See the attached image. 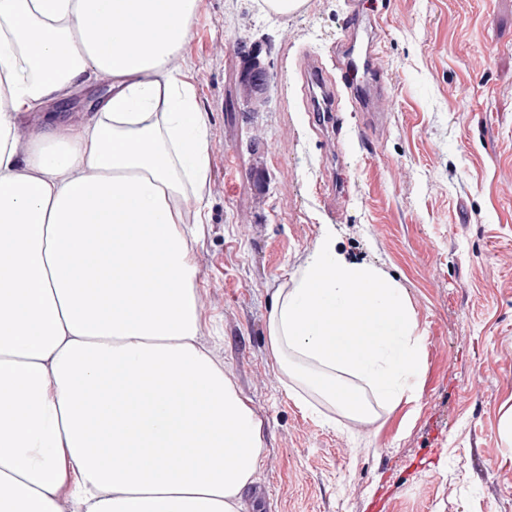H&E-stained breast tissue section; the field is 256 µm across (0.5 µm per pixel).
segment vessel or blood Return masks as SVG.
I'll use <instances>...</instances> for the list:
<instances>
[{
  "mask_svg": "<svg viewBox=\"0 0 512 512\" xmlns=\"http://www.w3.org/2000/svg\"><path fill=\"white\" fill-rule=\"evenodd\" d=\"M369 35V45H377V22L366 10L361 0H353L350 9V20L346 27L347 36L336 48V68L341 71V81H334L323 66L321 60L314 55L302 57L303 92L314 114L317 126L331 134H338L339 126L336 110L340 100H347L356 109L366 113L374 120L384 119L387 112L383 106L385 94L379 77H372L365 84L358 83V62L355 56V45L359 31Z\"/></svg>",
  "mask_w": 512,
  "mask_h": 512,
  "instance_id": "b4317fda",
  "label": "vessel or blood"
}]
</instances>
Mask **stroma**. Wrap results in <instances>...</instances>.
I'll use <instances>...</instances> for the list:
<instances>
[{
    "label": "stroma",
    "instance_id": "stroma-1",
    "mask_svg": "<svg viewBox=\"0 0 512 512\" xmlns=\"http://www.w3.org/2000/svg\"><path fill=\"white\" fill-rule=\"evenodd\" d=\"M389 112L339 111L340 145L312 126L299 60L333 51L349 0L269 13L199 0L170 67L205 115L208 168L184 222L199 331L262 422L244 512H512V0H377ZM273 75L258 112L237 42ZM404 288L426 368L413 397L357 421L287 390L268 340L276 295L323 235Z\"/></svg>",
    "mask_w": 512,
    "mask_h": 512
}]
</instances>
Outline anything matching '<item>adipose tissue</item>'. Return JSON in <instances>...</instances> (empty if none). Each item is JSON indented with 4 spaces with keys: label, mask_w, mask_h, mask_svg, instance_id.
I'll use <instances>...</instances> for the list:
<instances>
[{
    "label": "adipose tissue",
    "mask_w": 512,
    "mask_h": 512,
    "mask_svg": "<svg viewBox=\"0 0 512 512\" xmlns=\"http://www.w3.org/2000/svg\"><path fill=\"white\" fill-rule=\"evenodd\" d=\"M197 9L0 0V512H240L254 481L262 423L199 339L179 206L207 169L204 115L169 68ZM90 70L112 94L88 119L44 112ZM39 109L18 157L16 117ZM268 336L289 378L358 416L426 367L403 289L328 237Z\"/></svg>",
    "instance_id": "ef3b65f1"
}]
</instances>
